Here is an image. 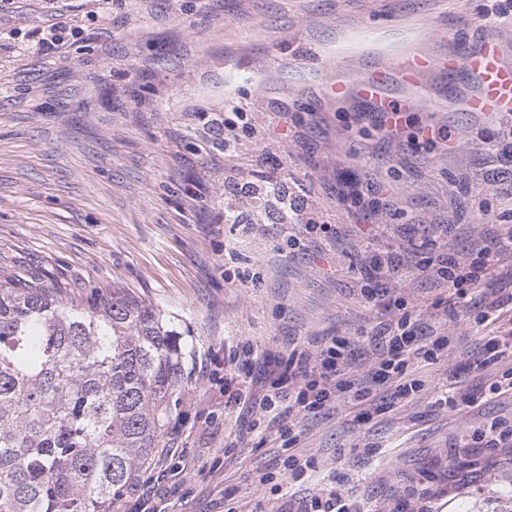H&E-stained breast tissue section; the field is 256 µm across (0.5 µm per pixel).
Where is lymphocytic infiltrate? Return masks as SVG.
I'll list each match as a JSON object with an SVG mask.
<instances>
[{
    "label": "lymphocytic infiltrate",
    "instance_id": "obj_1",
    "mask_svg": "<svg viewBox=\"0 0 512 512\" xmlns=\"http://www.w3.org/2000/svg\"><path fill=\"white\" fill-rule=\"evenodd\" d=\"M477 262L459 263L444 257L437 258L428 274L438 285L446 288L477 287L492 267L486 248L476 251ZM418 326L409 317L384 324L368 342L374 354V364L363 379L346 377L342 366L351 352L352 342L344 337L323 338L316 352L294 351L288 358L269 351L270 359L282 360L281 374H265L253 379L252 390L244 391L243 399L253 410L267 416L281 434H293L295 412H318L346 394L358 400L374 403L382 387H390L395 395L407 396L420 391L422 382L414 378L411 368L415 359H437L447 351L451 339L438 336L428 348L415 347ZM304 381L299 392H292L294 381ZM348 474L338 476L334 486L320 490L303 501L299 512H357L345 487Z\"/></svg>",
    "mask_w": 512,
    "mask_h": 512
}]
</instances>
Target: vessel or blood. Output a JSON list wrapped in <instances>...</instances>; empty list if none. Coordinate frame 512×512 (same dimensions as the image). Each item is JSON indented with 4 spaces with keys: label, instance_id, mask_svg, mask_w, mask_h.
I'll list each match as a JSON object with an SVG mask.
<instances>
[{
    "label": "vessel or blood",
    "instance_id": "1",
    "mask_svg": "<svg viewBox=\"0 0 512 512\" xmlns=\"http://www.w3.org/2000/svg\"><path fill=\"white\" fill-rule=\"evenodd\" d=\"M375 56L365 78L351 82L339 76L328 87L330 95L356 99L375 118L392 123L400 122L404 112H433L442 104L488 121L512 115V41L501 35L483 31L441 54L428 44L425 29L411 25L403 46L392 53L377 50ZM431 77L441 85L434 94L424 88ZM391 78L414 91L397 106L382 93Z\"/></svg>",
    "mask_w": 512,
    "mask_h": 512
}]
</instances>
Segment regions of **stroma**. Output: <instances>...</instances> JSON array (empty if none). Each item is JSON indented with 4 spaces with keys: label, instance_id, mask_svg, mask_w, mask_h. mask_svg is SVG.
Here are the masks:
<instances>
[{
    "label": "stroma",
    "instance_id": "35a3bbf8",
    "mask_svg": "<svg viewBox=\"0 0 512 512\" xmlns=\"http://www.w3.org/2000/svg\"><path fill=\"white\" fill-rule=\"evenodd\" d=\"M502 3L0 0V278L33 275L79 301L125 289L192 347L167 452L138 482L159 512H296L343 472L360 512H418L425 496L435 512H512V447L471 439L512 420V393L463 400L512 369L510 354L487 360L494 330L476 323L512 298V264L462 297L371 275L390 256L470 263L472 243L496 248L512 226V124L411 112L393 140L347 102L306 105L331 76L309 54L344 26L395 44L417 19L464 39L512 27ZM55 27L62 44L40 49ZM428 123L453 151L420 138ZM364 284L388 289L392 309L365 301ZM405 314L453 337L447 353L417 361L422 389L368 422L350 396L301 417L297 447L317 471L294 479L287 437L226 386L230 353L313 352ZM445 392L453 406L438 405Z\"/></svg>",
    "mask_w": 512,
    "mask_h": 512
}]
</instances>
